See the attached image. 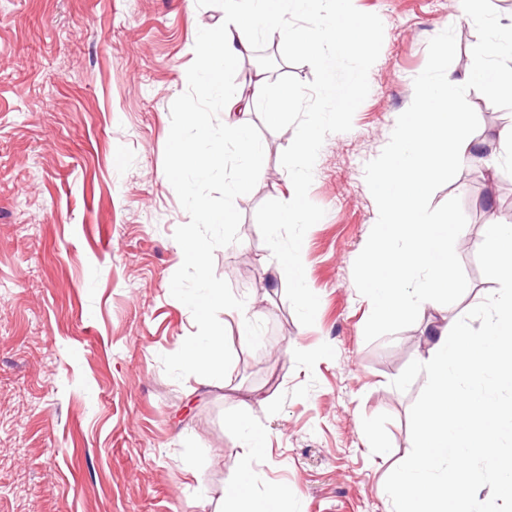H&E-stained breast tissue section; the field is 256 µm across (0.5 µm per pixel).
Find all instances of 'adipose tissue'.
I'll return each mask as SVG.
<instances>
[{"instance_id":"ef3b65f1","label":"adipose tissue","mask_w":512,"mask_h":512,"mask_svg":"<svg viewBox=\"0 0 512 512\" xmlns=\"http://www.w3.org/2000/svg\"><path fill=\"white\" fill-rule=\"evenodd\" d=\"M322 0H226L224 36L221 41L198 43L195 52L193 78L202 91H209L224 83V71L251 50L256 36H264L281 45H289L310 55L321 63H328L339 52H354L370 42L371 32L360 30L348 9L349 0H323L329 17L323 27L304 32L293 31L286 18L291 14H309ZM268 85L262 75L248 77L239 93L224 98V140L242 148L243 154L235 177L224 184V209L215 212L200 206L199 214L205 224H232L237 219L234 200L248 186L264 174L265 156L257 143L253 126L248 119L251 111L265 112L269 120H277L281 105L288 100L287 92H280L277 103H269ZM208 136L199 130L197 142L175 139L174 152L198 174L207 175L222 167L224 151L205 149L201 143Z\"/></svg>"}]
</instances>
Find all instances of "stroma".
Listing matches in <instances>:
<instances>
[{"instance_id":"35a3bbf8","label":"stroma","mask_w":512,"mask_h":512,"mask_svg":"<svg viewBox=\"0 0 512 512\" xmlns=\"http://www.w3.org/2000/svg\"><path fill=\"white\" fill-rule=\"evenodd\" d=\"M380 16L370 92L345 133L327 136L309 198L325 216L301 257L320 299L302 325L255 220L294 188L281 164L293 129L251 122L266 155L240 195L238 243L214 271L256 309L244 344L221 315L233 362L225 379L169 378L162 356L197 330L170 291L183 262L173 238L189 215L164 172L170 108L187 89L191 45L224 26V0H0V512H225L243 474L283 512H393L390 472L410 453V410L426 378L392 385L426 361L435 323L494 292L477 261L483 227L503 221L512 154L494 170L462 165L432 206L459 197L468 287L454 304L366 341L372 304L353 279L377 213L364 177L412 102L429 40L453 28L450 69L472 67V20L450 0H353ZM249 416L265 452L247 457L232 426Z\"/></svg>"}]
</instances>
